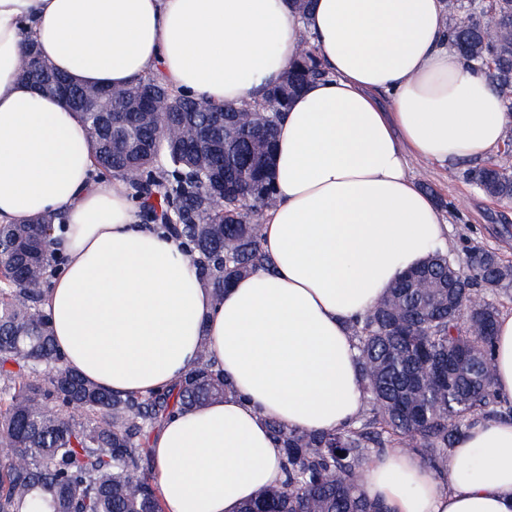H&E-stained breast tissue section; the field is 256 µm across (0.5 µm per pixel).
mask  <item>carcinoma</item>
Segmentation results:
<instances>
[{
	"label": "carcinoma",
	"mask_w": 512,
	"mask_h": 512,
	"mask_svg": "<svg viewBox=\"0 0 512 512\" xmlns=\"http://www.w3.org/2000/svg\"><path fill=\"white\" fill-rule=\"evenodd\" d=\"M445 2L448 43L484 72L487 62L495 64L489 79L512 113V0ZM323 75L310 51L261 101L224 113L222 123L189 111V97L158 73L116 91L100 87L105 111L78 113L93 148V178L124 180L144 220L179 243L220 300L245 275L275 269L260 224L276 203L275 134L289 103ZM158 104L162 111L152 113ZM181 125L207 138L164 134ZM466 177L487 197L512 203L511 167L489 162ZM57 224V213L0 224V512H163L150 432L231 386L204 343L174 388L147 395L114 394L64 366L43 307L59 258ZM449 262L435 252L352 322L368 408L334 432L270 422L285 480L238 512H384L360 488L371 458L408 450L440 475L477 423L512 419L494 389L497 299L512 289L507 266L473 248L458 288ZM476 292L483 302L472 307Z\"/></svg>",
	"instance_id": "cac0c4a2"
}]
</instances>
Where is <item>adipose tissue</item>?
<instances>
[{
	"mask_svg": "<svg viewBox=\"0 0 512 512\" xmlns=\"http://www.w3.org/2000/svg\"><path fill=\"white\" fill-rule=\"evenodd\" d=\"M445 0H0V223L63 213L67 262L45 301L66 366L119 394L164 389L200 343L233 391L149 440L164 512H237L281 484L267 423L333 431L365 407L350 326L443 242L408 160L482 161L512 123L488 78L446 42ZM325 77L281 120L277 205L258 269L215 300L178 243L145 228L118 179L94 181L76 113L19 80L30 49L82 83L159 72L218 106L262 99L303 48ZM496 389L512 400V313L496 324ZM362 488L388 512H512V421L457 444L444 479L391 451Z\"/></svg>",
	"mask_w": 512,
	"mask_h": 512,
	"instance_id": "ef3b65f1",
	"label": "adipose tissue"
}]
</instances>
